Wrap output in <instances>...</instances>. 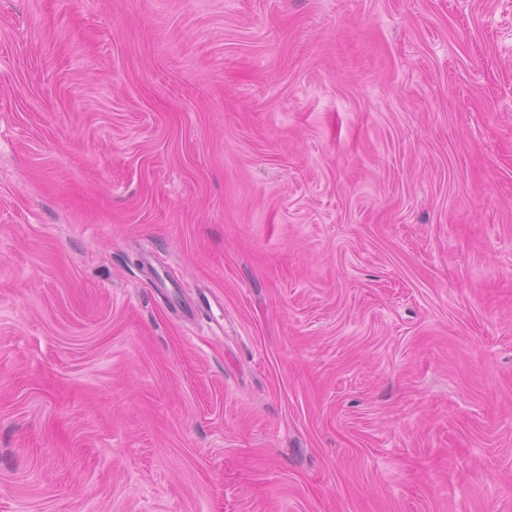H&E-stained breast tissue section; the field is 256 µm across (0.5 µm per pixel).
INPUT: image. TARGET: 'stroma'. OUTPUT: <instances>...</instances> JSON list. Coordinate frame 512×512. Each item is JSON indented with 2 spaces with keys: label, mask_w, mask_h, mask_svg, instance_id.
<instances>
[{
  "label": "stroma",
  "mask_w": 512,
  "mask_h": 512,
  "mask_svg": "<svg viewBox=\"0 0 512 512\" xmlns=\"http://www.w3.org/2000/svg\"><path fill=\"white\" fill-rule=\"evenodd\" d=\"M0 512H512V0H0ZM155 286L156 288H165L168 293L169 299L176 307L192 311L194 308L198 306L196 301L186 300L182 292L183 286L169 279L165 271H162V273H160L159 271L155 272ZM169 288H172L173 291H169Z\"/></svg>",
  "instance_id": "35a3bbf8"
}]
</instances>
